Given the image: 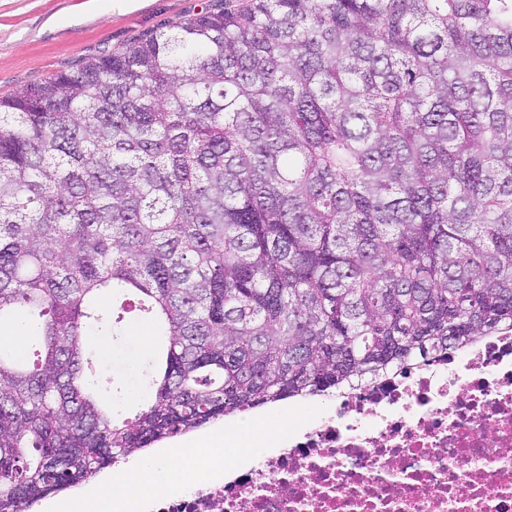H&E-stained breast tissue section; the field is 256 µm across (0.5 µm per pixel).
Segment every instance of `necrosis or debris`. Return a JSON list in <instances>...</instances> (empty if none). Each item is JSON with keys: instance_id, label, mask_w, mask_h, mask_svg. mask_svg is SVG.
Here are the masks:
<instances>
[{"instance_id": "necrosis-or-debris-1", "label": "necrosis or debris", "mask_w": 512, "mask_h": 512, "mask_svg": "<svg viewBox=\"0 0 512 512\" xmlns=\"http://www.w3.org/2000/svg\"><path fill=\"white\" fill-rule=\"evenodd\" d=\"M151 512H512V331L338 391L219 488Z\"/></svg>"}]
</instances>
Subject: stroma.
Returning a JSON list of instances; mask_svg holds the SVG:
<instances>
[{
    "label": "stroma",
    "instance_id": "stroma-1",
    "mask_svg": "<svg viewBox=\"0 0 512 512\" xmlns=\"http://www.w3.org/2000/svg\"><path fill=\"white\" fill-rule=\"evenodd\" d=\"M217 0H0V97L74 71L89 58L120 51L160 27H171ZM148 333L144 316L125 315L115 336L86 343L97 374L122 387L119 414L135 412L150 397L142 375Z\"/></svg>",
    "mask_w": 512,
    "mask_h": 512
}]
</instances>
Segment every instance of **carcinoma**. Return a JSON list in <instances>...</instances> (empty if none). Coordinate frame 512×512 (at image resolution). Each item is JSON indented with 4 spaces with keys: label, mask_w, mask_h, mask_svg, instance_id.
Wrapping results in <instances>:
<instances>
[{
    "label": "carcinoma",
    "mask_w": 512,
    "mask_h": 512,
    "mask_svg": "<svg viewBox=\"0 0 512 512\" xmlns=\"http://www.w3.org/2000/svg\"><path fill=\"white\" fill-rule=\"evenodd\" d=\"M130 313L118 419L84 336ZM506 327L512 0L226 3L0 98V512ZM117 326L120 336H95L102 340L101 343L90 342L89 338L93 336H88L85 352L98 378L104 374L112 376V384H100L101 388L114 391L116 386L123 387V400L120 406L114 408V414L127 415L135 412L150 397L142 370L144 363L151 357V347L148 345L149 354L141 352L142 343L147 346L143 339L148 334V323L144 316L125 314Z\"/></svg>",
    "instance_id": "1"
}]
</instances>
